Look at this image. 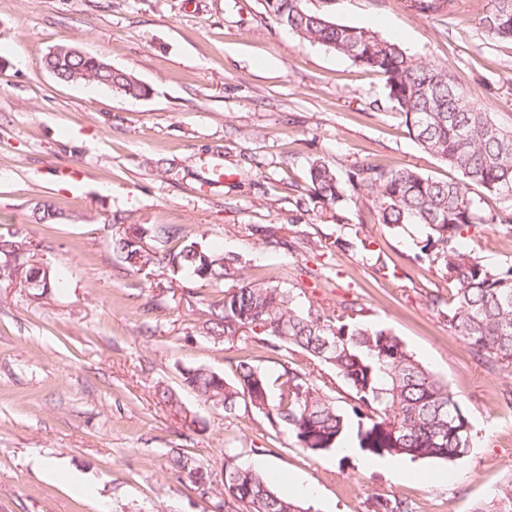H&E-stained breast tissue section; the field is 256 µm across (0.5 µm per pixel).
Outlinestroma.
<instances>
[{
    "instance_id": "obj_1",
    "label": "stroma",
    "mask_w": 512,
    "mask_h": 512,
    "mask_svg": "<svg viewBox=\"0 0 512 512\" xmlns=\"http://www.w3.org/2000/svg\"><path fill=\"white\" fill-rule=\"evenodd\" d=\"M304 4L447 66L512 126V40L481 27L489 0H455L429 17L405 0ZM261 11L260 0H0V237L32 249L53 281L40 296L0 281V512H212L170 471L176 451L217 472L234 449L281 494L314 486L315 512H368L377 497L414 512H472L512 478V407L501 400L512 376L474 357L433 309L430 296L451 285L417 257L424 230L375 224L353 193L335 219L307 199L318 157L341 173L363 161L442 180L455 171L411 139L380 75ZM60 44L132 73L148 95L58 80L43 61ZM44 203L59 210L54 223H36ZM129 224L203 237L239 254L245 277L290 289L303 306L362 308L447 382L474 427L469 452L402 458L397 478L356 438L348 452L313 457L263 414L204 402L182 369L229 377L247 355L274 379L280 357L250 335H195L218 290L200 285L189 297L131 270L112 250ZM259 227L287 247L265 246ZM462 245L487 265L512 263L506 227L470 228ZM163 390L183 411L160 400Z\"/></svg>"
}]
</instances>
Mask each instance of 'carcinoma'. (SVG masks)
Masks as SVG:
<instances>
[{
    "mask_svg": "<svg viewBox=\"0 0 512 512\" xmlns=\"http://www.w3.org/2000/svg\"><path fill=\"white\" fill-rule=\"evenodd\" d=\"M480 24L497 38L512 39V0H490ZM264 18L304 42L318 44L379 74L392 107L422 151L448 165L461 179L437 180L408 167L372 162L354 164L340 176L336 167L314 160L309 168L310 199L339 208L346 190L368 201L375 223L390 230L420 225L421 258L437 265L453 283L451 297L430 298L437 315L454 328L469 352L491 367L512 373V265L488 266L463 250L458 239L478 224L512 229V130L474 102L463 83L444 65L422 61L376 31L332 21L307 9L303 0H262ZM61 45L44 59L64 82L112 84L133 99L147 89L132 74L112 70L98 57L72 55ZM475 186L496 197L500 207L487 210L469 194ZM154 240L160 247L145 248ZM178 246H171L173 242ZM112 248L132 269L155 267L188 271L196 281L221 289L210 303L199 336L217 343L248 329L261 347L298 353L315 366L332 369L350 391L351 413H340L334 398L311 373L286 359L281 363L279 394L271 398L267 374L251 357L237 361L234 378L205 367L182 371L183 383L228 414L244 405L263 414L272 429L285 430L296 447L321 456L342 447L356 434L358 448L371 456L436 458L452 461L468 452L472 424L455 394L423 366L392 330L362 319L361 310L343 304L334 310L304 308L290 290L243 277L239 256L214 250L198 239L162 225L129 224L112 239ZM16 268L34 290L51 282L15 242L0 241V278ZM169 467L200 495L217 497L216 507L239 504L245 512H314L312 506L277 492L265 477L237 462L227 450L224 470L216 474L200 460L176 452ZM371 512H410L398 499L377 498ZM475 512H512V479L498 489L492 508Z\"/></svg>",
    "mask_w": 512,
    "mask_h": 512,
    "instance_id": "carcinoma-1",
    "label": "carcinoma"
}]
</instances>
